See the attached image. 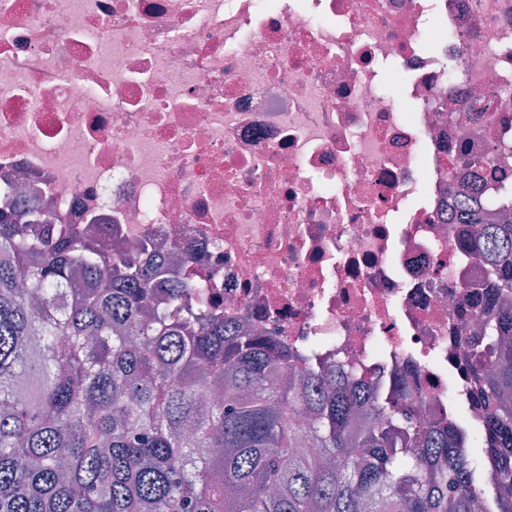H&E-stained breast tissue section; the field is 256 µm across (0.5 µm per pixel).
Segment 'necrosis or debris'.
Instances as JSON below:
<instances>
[{"label":"necrosis or debris","instance_id":"obj_1","mask_svg":"<svg viewBox=\"0 0 512 512\" xmlns=\"http://www.w3.org/2000/svg\"><path fill=\"white\" fill-rule=\"evenodd\" d=\"M392 80L394 94L383 88ZM512 0H0V204L478 424L458 191L512 216Z\"/></svg>","mask_w":512,"mask_h":512}]
</instances>
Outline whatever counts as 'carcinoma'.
<instances>
[{
	"label": "carcinoma",
	"instance_id": "cac0c4a2",
	"mask_svg": "<svg viewBox=\"0 0 512 512\" xmlns=\"http://www.w3.org/2000/svg\"><path fill=\"white\" fill-rule=\"evenodd\" d=\"M452 223L486 265L472 430L424 425L341 366L292 381L288 349L210 316L197 282L6 201L0 512H512V223L474 195ZM206 385L222 395L201 402Z\"/></svg>",
	"mask_w": 512,
	"mask_h": 512
}]
</instances>
